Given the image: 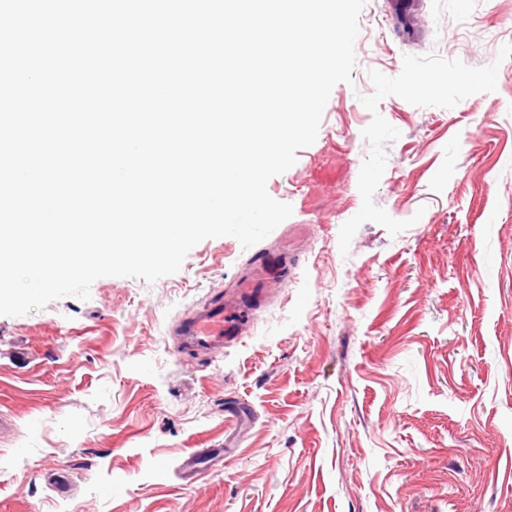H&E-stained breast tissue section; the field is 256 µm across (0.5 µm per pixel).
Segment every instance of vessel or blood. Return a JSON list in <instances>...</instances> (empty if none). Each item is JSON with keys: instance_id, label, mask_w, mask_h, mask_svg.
<instances>
[{"instance_id": "b4317fda", "label": "vessel or blood", "mask_w": 512, "mask_h": 512, "mask_svg": "<svg viewBox=\"0 0 512 512\" xmlns=\"http://www.w3.org/2000/svg\"><path fill=\"white\" fill-rule=\"evenodd\" d=\"M291 268L287 252H257L251 258L248 275L235 290L216 292L203 307L177 321L173 328L176 353L192 351L210 357L223 354L225 345L241 338L254 312L265 304L268 279L274 277L280 285H287ZM223 459V449H196L180 460L178 478L183 486H196L205 477L208 463Z\"/></svg>"}]
</instances>
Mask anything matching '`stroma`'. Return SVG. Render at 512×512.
<instances>
[{"label":"stroma","mask_w":512,"mask_h":512,"mask_svg":"<svg viewBox=\"0 0 512 512\" xmlns=\"http://www.w3.org/2000/svg\"><path fill=\"white\" fill-rule=\"evenodd\" d=\"M418 2L406 35L367 0L352 83L267 183L293 276L223 355L170 329L246 275L232 236L0 316V512H512V0ZM224 461V448H198L183 457L178 466V479L184 487H195L205 476L209 462Z\"/></svg>","instance_id":"stroma-1"}]
</instances>
